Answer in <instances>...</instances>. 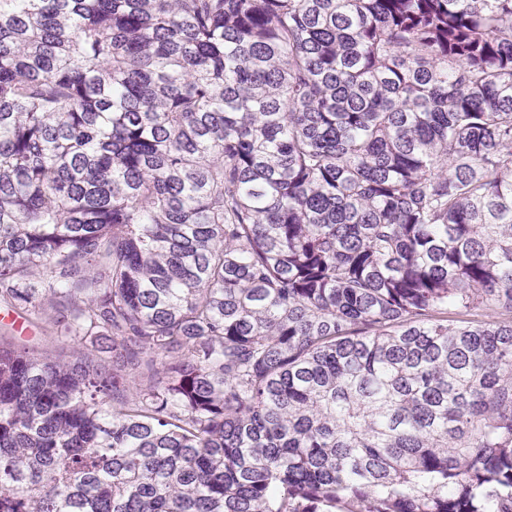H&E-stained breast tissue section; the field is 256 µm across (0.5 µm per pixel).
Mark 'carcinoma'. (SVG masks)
Here are the masks:
<instances>
[{
	"mask_svg": "<svg viewBox=\"0 0 512 512\" xmlns=\"http://www.w3.org/2000/svg\"><path fill=\"white\" fill-rule=\"evenodd\" d=\"M0 512H512V0H0ZM4 325H6L4 327ZM2 328V330H1ZM5 336H16L20 341L34 340L32 345L39 354L47 355L55 360L67 362L74 360L79 348L64 346L59 343L53 332L52 323L43 322L42 328L29 327L22 319L15 315H9L6 311L0 310V334Z\"/></svg>",
	"mask_w": 512,
	"mask_h": 512,
	"instance_id": "cac0c4a2",
	"label": "carcinoma"
}]
</instances>
